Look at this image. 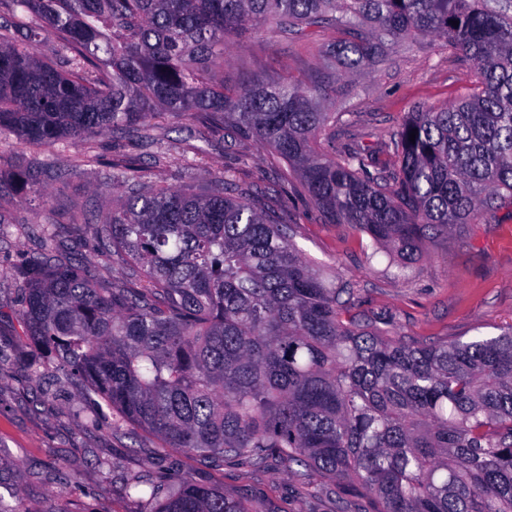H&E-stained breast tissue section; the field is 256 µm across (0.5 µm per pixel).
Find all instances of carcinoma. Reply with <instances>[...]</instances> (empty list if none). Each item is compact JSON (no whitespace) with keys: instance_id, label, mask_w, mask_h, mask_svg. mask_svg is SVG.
Returning <instances> with one entry per match:
<instances>
[{"instance_id":"obj_1","label":"carcinoma","mask_w":512,"mask_h":512,"mask_svg":"<svg viewBox=\"0 0 512 512\" xmlns=\"http://www.w3.org/2000/svg\"><path fill=\"white\" fill-rule=\"evenodd\" d=\"M459 25L454 27L452 22ZM266 25L283 41L332 31L330 65L299 79L224 84L225 42ZM55 39L53 58L31 51ZM433 37L471 63L460 98L407 113L389 160L352 140L322 102L389 45ZM162 112L253 138L297 173L334 224L405 261L426 230L512 206V3L508 0H0V133L81 146L141 131ZM417 131L415 141L409 140ZM94 162L119 203L74 215L122 258L125 288L76 264L25 259L24 335L54 366L163 447L217 463L294 472L363 512H512V326L497 336L408 342L345 320L347 285L298 254L292 229L252 189L217 176L195 192L148 188L124 161ZM46 172L15 175L44 196ZM130 478L141 512H274L185 474L168 493Z\"/></svg>"}]
</instances>
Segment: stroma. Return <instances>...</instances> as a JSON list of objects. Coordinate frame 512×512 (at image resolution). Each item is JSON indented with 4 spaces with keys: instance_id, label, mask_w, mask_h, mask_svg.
<instances>
[{
    "instance_id": "35a3bbf8",
    "label": "stroma",
    "mask_w": 512,
    "mask_h": 512,
    "mask_svg": "<svg viewBox=\"0 0 512 512\" xmlns=\"http://www.w3.org/2000/svg\"><path fill=\"white\" fill-rule=\"evenodd\" d=\"M329 41V35L315 34L285 44L266 28H254L245 38L229 39L224 81H310L329 64ZM474 79L471 64L432 38L396 43L352 88L329 101V110L350 121L337 126L336 137L351 133L382 150L389 132L414 106L444 105L463 95ZM161 145L174 158L150 166L152 184L183 187L176 161L183 154L197 162L196 190L223 172L251 185L292 224L300 254L326 276L350 284L349 315L368 318L408 341H468L498 335L512 324V207L481 214L461 232L428 231L401 272L376 251L367 234L330 223L299 177L255 140L227 147L223 130L204 128L194 119L166 114L154 120L148 143L107 133L88 151L65 144L35 149L15 135H1L0 168L43 165L53 175L41 180L42 199L0 187L5 219L0 226V495L20 512H135L125 493L127 478L140 476L166 487L175 475L186 473L226 496L261 497L286 512H339L341 499L310 498L286 467H215L162 448L157 438L120 425L118 414L106 405L88 404L78 381L53 368L34 372L27 367L36 350L22 336L15 315L20 300L16 268L31 255L53 263L88 256L103 286L122 285L127 268L121 258L98 253L87 227L72 220L81 208L113 205V192L100 185L97 166L87 156L150 165ZM48 222L55 226L51 238L42 231Z\"/></svg>"
}]
</instances>
